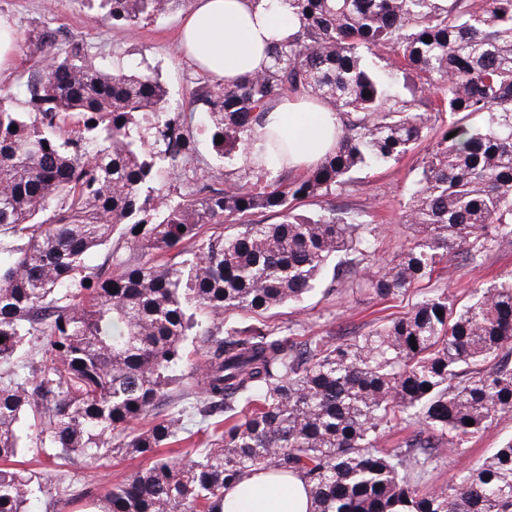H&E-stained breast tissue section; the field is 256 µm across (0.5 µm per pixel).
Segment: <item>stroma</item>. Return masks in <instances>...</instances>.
Instances as JSON below:
<instances>
[{
  "label": "stroma",
  "mask_w": 512,
  "mask_h": 512,
  "mask_svg": "<svg viewBox=\"0 0 512 512\" xmlns=\"http://www.w3.org/2000/svg\"><path fill=\"white\" fill-rule=\"evenodd\" d=\"M101 14L98 5L87 4L86 0H0V17L7 19L19 36L14 64L0 75V93L17 90L26 81L38 65L41 41L52 33L57 46L79 44L89 57L107 68L155 70L169 92L172 111H193V93L206 85L208 79L197 72L179 45L183 10L141 23L129 35L113 29L102 20ZM428 147V142H421L399 161L378 170L356 173L345 192L335 199L336 207L360 212L368 223L380 226L376 248L381 262H390L415 239L410 225L402 223L401 213L407 190ZM511 273L512 245H505L491 253L481 268L459 266L452 277L421 283L387 303L362 286V276L357 273L353 276V288L346 292L336 293L329 281H322L302 303L273 310L267 314L266 321L279 330L291 329L308 338L344 339L367 333L370 321L385 312L407 311L430 288L445 289L451 300L461 304L467 301L474 287ZM509 437H512V413L499 416L468 443L447 452L433 472L434 485L448 484L464 468L489 456ZM144 464V458L115 453L96 460L77 456L60 468L48 454L42 453L29 461L28 466L46 479L66 474L73 485L98 496L112 482Z\"/></svg>",
  "instance_id": "obj_1"
}]
</instances>
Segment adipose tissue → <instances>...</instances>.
<instances>
[{
    "mask_svg": "<svg viewBox=\"0 0 512 512\" xmlns=\"http://www.w3.org/2000/svg\"><path fill=\"white\" fill-rule=\"evenodd\" d=\"M296 27L288 4L270 11L266 0H192L180 42L201 72L232 82L269 66L267 48ZM335 113L301 97L276 101L266 129L288 143L287 163L294 169L315 165L335 150ZM310 498L301 476L254 470L224 492V512H309Z\"/></svg>",
    "mask_w": 512,
    "mask_h": 512,
    "instance_id": "ef3b65f1",
    "label": "adipose tissue"
}]
</instances>
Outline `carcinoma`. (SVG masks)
Segmentation results:
<instances>
[{"mask_svg":"<svg viewBox=\"0 0 512 512\" xmlns=\"http://www.w3.org/2000/svg\"><path fill=\"white\" fill-rule=\"evenodd\" d=\"M99 2L121 31L185 4ZM286 2L300 25L269 48L272 64L200 88L196 113L170 111L154 72H115L74 45L41 50L21 85L28 111L0 98V512H28L39 493L82 497L63 474L49 488L11 467L33 446L61 466L114 449L148 459L100 512H223L224 488L259 467L302 476L311 512H512V438L450 486H428L447 448L512 413L511 276L459 307L428 293L336 342L224 324L301 301L330 265L331 288L346 287L373 261L379 226L332 199L428 135L402 214L416 241L366 287L388 300L512 243V0ZM285 95L341 122L336 150L302 175L279 164L280 136L257 140ZM199 136L224 163L221 188L198 164ZM180 178L176 202L164 182ZM307 199L327 207L296 212ZM257 212L279 221L203 232ZM114 240L182 259L91 270L87 257ZM192 335L206 346L203 391L185 383L193 402L155 415ZM32 336L49 352L36 381L18 361ZM28 410L45 425L34 438L18 430ZM402 423L419 429L378 448ZM199 433L196 459L163 452Z\"/></svg>","mask_w":512,"mask_h":512,"instance_id":"cac0c4a2","label":"carcinoma"}]
</instances>
